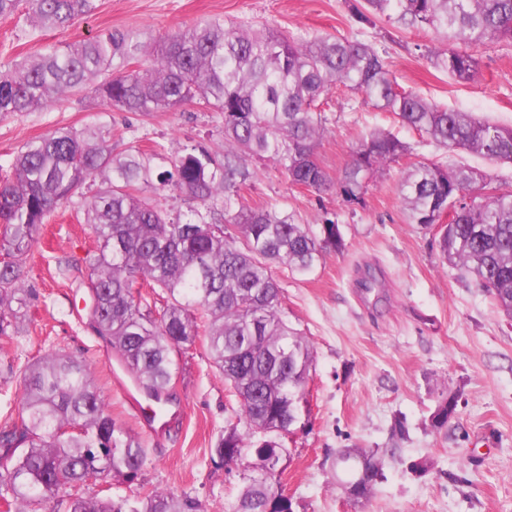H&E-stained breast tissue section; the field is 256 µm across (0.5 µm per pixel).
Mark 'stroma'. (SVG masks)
Segmentation results:
<instances>
[{
  "instance_id": "stroma-1",
  "label": "stroma",
  "mask_w": 512,
  "mask_h": 512,
  "mask_svg": "<svg viewBox=\"0 0 512 512\" xmlns=\"http://www.w3.org/2000/svg\"><path fill=\"white\" fill-rule=\"evenodd\" d=\"M220 15L252 29L282 28L297 37L333 36L373 44L400 87L428 101L512 126V42L473 47L479 60L474 82L460 83L427 55L438 33L396 28L385 18L355 21L349 0H99L89 17L65 30L32 27L23 15L0 19V69L111 30L136 28L148 37ZM110 113L122 140L115 152L137 146L155 150V170L194 150L224 155V119L217 112L184 107L147 115L109 112L84 91L33 112L0 116V168L9 169L28 140L62 128H81ZM325 133L316 156L338 177L363 136L391 131L409 155L369 179L359 200L336 191L315 192L291 184L273 163L258 162L239 203L277 206L306 224L335 221L345 247L329 253L310 275L278 270L283 316L314 349L309 423L296 431L281 462V485L293 512H512V319L492 296L444 264L431 232L407 223L400 185L416 162L466 166L485 176L483 189L512 191V162H492L451 152L403 126L343 85H334L322 114ZM95 246L88 225L63 207L40 230L25 271L40 298L27 314V333L0 337V363L22 367L55 350L88 361L95 382L126 430L148 449L137 481H99L91 495L146 493L164 488L200 502L203 512H224L243 485V472L214 462L211 450L239 425L237 398L210 365L204 340L179 356L174 392L182 416L169 434H145L115 388L112 357L84 324V258ZM379 280L365 289L366 272ZM458 400L455 417L441 430L429 419L443 397ZM403 431H396V424ZM345 448L394 450L367 501L352 503L337 483L336 455ZM426 459L430 470L411 471Z\"/></svg>"
}]
</instances>
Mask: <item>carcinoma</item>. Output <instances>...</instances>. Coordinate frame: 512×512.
<instances>
[{
	"instance_id": "cac0c4a2",
	"label": "carcinoma",
	"mask_w": 512,
	"mask_h": 512,
	"mask_svg": "<svg viewBox=\"0 0 512 512\" xmlns=\"http://www.w3.org/2000/svg\"><path fill=\"white\" fill-rule=\"evenodd\" d=\"M96 0H0V18L25 12L35 28L57 30L92 14ZM360 24L385 17L399 27L432 29L443 43L429 49L434 65L470 83L478 60L456 47L512 41V0H355ZM417 130L437 146L512 162V127L491 125L466 112L401 91L386 60L369 43L339 37L297 41L286 31L255 33L222 16L148 38L138 29L114 30L68 45L48 46L27 62L0 71V115L33 112L91 90L118 112L147 114L193 106L224 117V157L201 150L171 161L158 173L146 153L112 151V122L99 118L81 129H59L26 142L12 174L0 178V336H22L37 300L24 268L42 224L63 205L83 210L96 247L87 253L86 323L124 371L146 392L169 401L178 354L204 337L210 359L238 398L246 429L230 428L214 448L231 469L265 452L258 430L292 429L310 413L303 395L314 366L308 341L283 318L275 269L304 277L327 253L339 252V225L315 230L277 208L231 206L255 171V160L278 164L289 181L317 192L337 188L352 201L365 180L408 154L395 135L374 130L334 179L319 165L325 133L317 102L335 83ZM477 172L415 163L400 191L409 223L434 232L443 260L489 291L512 315V192L476 202ZM174 190L209 209L210 221L170 217L147 188ZM95 187L85 195V187ZM455 208L453 222L438 216ZM137 283L149 288L133 291ZM163 306L156 308V298ZM20 423L0 427V500L5 512H30L50 497L65 512H200L198 501L165 489L111 498L78 488L96 474L132 483L147 459L141 439L112 418L89 364L51 351L28 366ZM455 398H444L430 425L453 418ZM341 486L350 490L355 465H367V500L385 461L364 448H344ZM278 463L254 470L225 512H292L275 499Z\"/></svg>"
}]
</instances>
